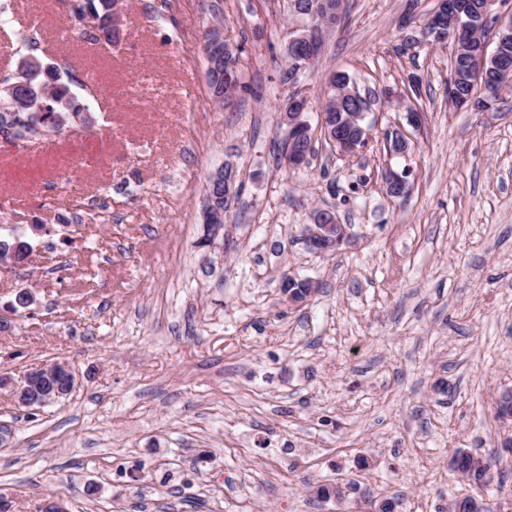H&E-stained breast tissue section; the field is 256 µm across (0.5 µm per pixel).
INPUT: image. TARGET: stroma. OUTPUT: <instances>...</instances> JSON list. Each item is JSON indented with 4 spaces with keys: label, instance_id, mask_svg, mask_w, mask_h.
Instances as JSON below:
<instances>
[{
    "label": "stroma",
    "instance_id": "1",
    "mask_svg": "<svg viewBox=\"0 0 512 512\" xmlns=\"http://www.w3.org/2000/svg\"><path fill=\"white\" fill-rule=\"evenodd\" d=\"M126 0L123 39L70 32L60 0H0V77L29 44L100 87L82 137L0 143V239L33 252L0 268V308L37 302L0 332V372L65 360L79 383L19 408L0 387V495L38 512H445L483 498L512 512V96L489 111L449 106L450 46L405 47L407 0H348L317 65L300 75L310 123L331 73L389 89L421 112L408 157L385 133L403 121L377 100L371 141L344 158L323 137L297 170L278 78L295 19L288 0ZM240 46L246 91L213 107L204 38ZM238 168L229 221L207 238L206 178ZM408 169L391 198L385 167ZM335 214L350 241L309 251L304 227ZM316 282L297 307L283 274ZM500 451L502 484L450 469L455 451ZM341 484L342 502L319 485ZM37 302L36 294L32 289L26 288L16 293L14 302L10 303L8 310L0 313V329L5 331L11 328L13 316L20 308H29Z\"/></svg>",
    "mask_w": 512,
    "mask_h": 512
}]
</instances>
